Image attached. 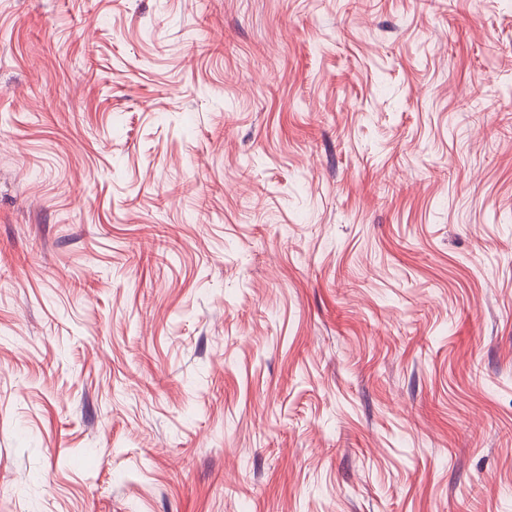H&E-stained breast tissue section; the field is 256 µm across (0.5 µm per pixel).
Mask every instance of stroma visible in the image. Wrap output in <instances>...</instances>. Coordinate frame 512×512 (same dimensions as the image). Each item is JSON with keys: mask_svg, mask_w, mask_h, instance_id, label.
<instances>
[{"mask_svg": "<svg viewBox=\"0 0 512 512\" xmlns=\"http://www.w3.org/2000/svg\"><path fill=\"white\" fill-rule=\"evenodd\" d=\"M0 512H512V0H0Z\"/></svg>", "mask_w": 512, "mask_h": 512, "instance_id": "stroma-1", "label": "stroma"}]
</instances>
